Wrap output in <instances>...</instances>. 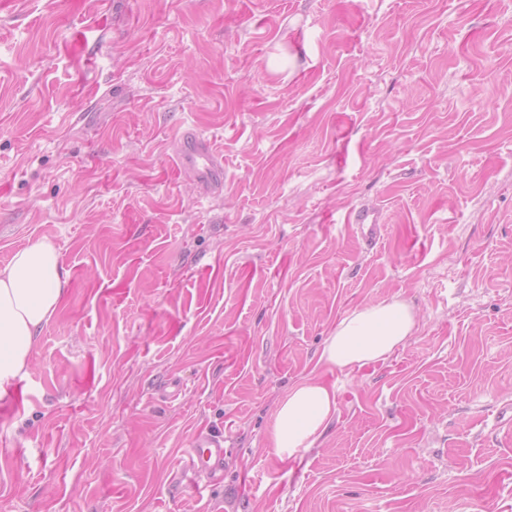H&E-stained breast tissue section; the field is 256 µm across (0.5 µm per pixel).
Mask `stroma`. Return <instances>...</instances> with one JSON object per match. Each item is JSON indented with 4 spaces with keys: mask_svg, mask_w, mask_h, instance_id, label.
I'll return each instance as SVG.
<instances>
[{
    "mask_svg": "<svg viewBox=\"0 0 512 512\" xmlns=\"http://www.w3.org/2000/svg\"><path fill=\"white\" fill-rule=\"evenodd\" d=\"M40 240L68 284L0 399V512H512V0H0V266ZM394 297L415 334L279 458V402ZM178 169L201 184L205 193L220 194L224 189V163L216 155L208 139L182 132L175 149ZM344 222L345 224H355L367 245L376 244L381 236V217L375 208H354L345 216ZM191 446L188 468L194 480L201 473L213 477L224 469V436L200 432L194 436Z\"/></svg>",
    "mask_w": 512,
    "mask_h": 512,
    "instance_id": "1",
    "label": "stroma"
}]
</instances>
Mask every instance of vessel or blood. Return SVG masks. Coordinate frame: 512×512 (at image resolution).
<instances>
[{"label":"vessel or blood","instance_id":"b4317fda","mask_svg":"<svg viewBox=\"0 0 512 512\" xmlns=\"http://www.w3.org/2000/svg\"><path fill=\"white\" fill-rule=\"evenodd\" d=\"M178 169L201 184L205 193L218 194L224 189V163L216 155L208 139L185 132L179 137L175 149ZM346 223L355 225L367 245H374L381 236L382 224L377 209L359 207L345 217ZM188 468L193 475H215L224 468V438L210 432L198 433L192 442Z\"/></svg>","mask_w":512,"mask_h":512}]
</instances>
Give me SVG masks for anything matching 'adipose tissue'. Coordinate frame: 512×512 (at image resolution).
<instances>
[{
    "label": "adipose tissue",
    "mask_w": 512,
    "mask_h": 512,
    "mask_svg": "<svg viewBox=\"0 0 512 512\" xmlns=\"http://www.w3.org/2000/svg\"><path fill=\"white\" fill-rule=\"evenodd\" d=\"M66 285L60 255L45 241L17 251L0 267V397L26 369ZM416 330L412 307L398 297L342 318L322 349V373L296 383L276 409L269 436L277 455L289 458L311 447L335 417L338 395L325 373L386 361Z\"/></svg>",
    "instance_id": "1"
}]
</instances>
